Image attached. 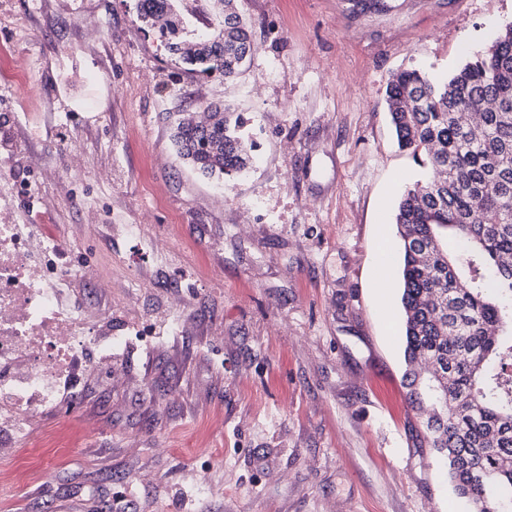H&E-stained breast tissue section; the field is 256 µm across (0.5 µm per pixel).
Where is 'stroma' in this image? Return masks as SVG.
Masks as SVG:
<instances>
[{"label":"stroma","instance_id":"stroma-1","mask_svg":"<svg viewBox=\"0 0 512 512\" xmlns=\"http://www.w3.org/2000/svg\"><path fill=\"white\" fill-rule=\"evenodd\" d=\"M256 52L188 74L134 0H0V221L55 225L112 273L134 337L0 452V512H466L409 406L396 239L406 186L389 76L449 78L512 0H237ZM220 105L255 143L205 178L173 141ZM142 235L130 237L127 225ZM181 304L172 307L170 299Z\"/></svg>","mask_w":512,"mask_h":512}]
</instances>
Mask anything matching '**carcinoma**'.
<instances>
[{
  "instance_id": "carcinoma-1",
  "label": "carcinoma",
  "mask_w": 512,
  "mask_h": 512,
  "mask_svg": "<svg viewBox=\"0 0 512 512\" xmlns=\"http://www.w3.org/2000/svg\"><path fill=\"white\" fill-rule=\"evenodd\" d=\"M177 0H137V19L158 29L168 53L198 76L231 79L253 55L236 0L223 28L191 27ZM400 149L425 157L437 177L401 194L396 224L402 264L404 384L425 416L431 448L448 461L471 512L512 508V26L439 84L418 69L385 89ZM481 109L480 123L460 115ZM240 119L215 108L205 123L176 119L179 156L205 177L249 168ZM465 247L448 254V237Z\"/></svg>"
}]
</instances>
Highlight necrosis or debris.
<instances>
[{
    "instance_id": "1",
    "label": "necrosis or debris",
    "mask_w": 512,
    "mask_h": 512,
    "mask_svg": "<svg viewBox=\"0 0 512 512\" xmlns=\"http://www.w3.org/2000/svg\"><path fill=\"white\" fill-rule=\"evenodd\" d=\"M74 280L98 298L112 296L111 272L77 262L51 225L0 224V407L33 394L19 409L30 425L42 415L47 380L96 347L82 314L61 304L57 282Z\"/></svg>"
}]
</instances>
